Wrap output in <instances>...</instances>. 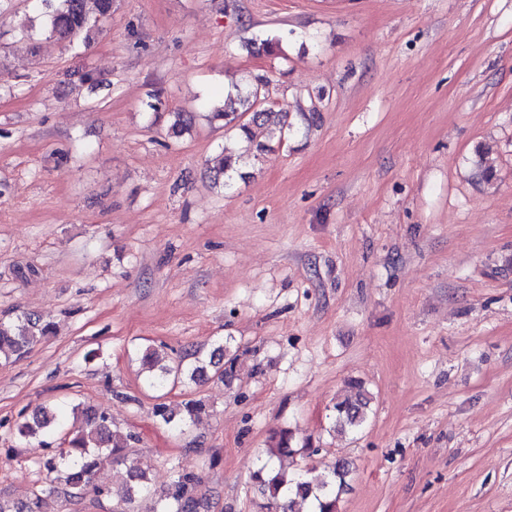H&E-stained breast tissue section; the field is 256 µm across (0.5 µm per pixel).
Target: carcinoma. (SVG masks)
Wrapping results in <instances>:
<instances>
[{"mask_svg": "<svg viewBox=\"0 0 512 512\" xmlns=\"http://www.w3.org/2000/svg\"><path fill=\"white\" fill-rule=\"evenodd\" d=\"M41 6L44 23L41 30L21 26L17 35L33 38L39 35L45 40L72 43L81 36L99 28L112 15V0H36ZM266 80L255 77L246 89H236V94L224 98L222 108L212 113L226 125H234L247 144H256L261 151L265 145L255 143L257 131L278 129L290 134L293 123L289 114L271 107L257 106V92L265 91ZM174 121L169 134L181 137L189 132L194 116L187 112L173 113ZM242 154L223 150L210 167L211 181L228 186L230 173L237 170ZM53 332V324L35 313L24 312L13 320L0 319V362L6 363L25 357L35 344ZM239 354L219 342L206 354L200 349L170 357L162 356L153 346L141 351L145 369L144 383L159 403L155 416L159 421L180 429L196 424L206 411L199 399H187L181 403V413L176 414L162 399L175 387H190L217 379L228 381L235 376ZM355 393L333 406L334 424L353 431L359 430L367 420L370 398L357 381L351 382ZM58 431L65 432L63 448H55L39 462V470L46 473L43 485L32 491L23 501L0 498V512H46L49 498L64 495L70 499H82L88 494L96 497L117 499L115 512H131L130 505L136 498L151 489V480L135 459L129 456L128 441L133 435H123L113 429L112 417L105 410L76 406L40 407L16 425V435L21 441L48 438ZM292 435L288 430L278 434L271 455L282 458L294 454ZM121 467L126 479L115 489L96 483L97 473L107 467ZM350 474V464L339 459L327 471L317 473L312 469L303 474H290L285 469L263 464L255 474L259 493L264 496V508L268 512H294L297 502H310L312 512H337L338 489ZM201 478L190 472H177L161 490L157 507L153 512H198V492Z\"/></svg>", "mask_w": 512, "mask_h": 512, "instance_id": "1", "label": "carcinoma"}]
</instances>
